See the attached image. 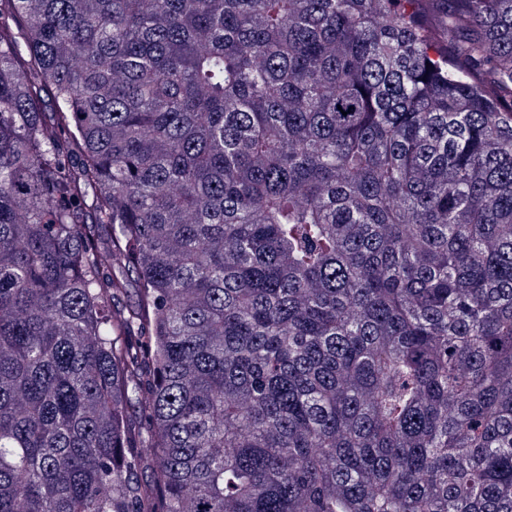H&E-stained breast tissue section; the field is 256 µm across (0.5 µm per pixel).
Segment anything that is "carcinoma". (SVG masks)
Returning a JSON list of instances; mask_svg holds the SVG:
<instances>
[{
	"mask_svg": "<svg viewBox=\"0 0 512 512\" xmlns=\"http://www.w3.org/2000/svg\"><path fill=\"white\" fill-rule=\"evenodd\" d=\"M0 512H512V0H0Z\"/></svg>",
	"mask_w": 512,
	"mask_h": 512,
	"instance_id": "1",
	"label": "carcinoma"
}]
</instances>
